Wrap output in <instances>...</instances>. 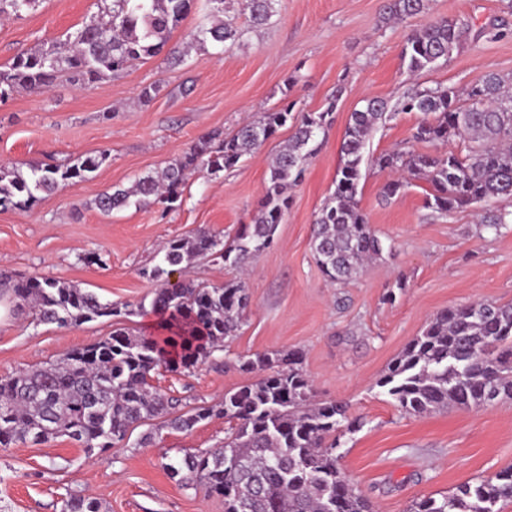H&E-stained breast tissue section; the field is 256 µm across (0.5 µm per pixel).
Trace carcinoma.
<instances>
[{"instance_id":"1","label":"carcinoma","mask_w":512,"mask_h":512,"mask_svg":"<svg viewBox=\"0 0 512 512\" xmlns=\"http://www.w3.org/2000/svg\"><path fill=\"white\" fill-rule=\"evenodd\" d=\"M108 20L92 21L69 36V51L53 48L20 55L0 69V100L17 90H44L67 72L80 84L93 85L123 72L132 62L165 54L172 65L183 53L168 46V34L191 10L194 0H101ZM39 0H0V16H19ZM425 0H387L386 13L418 14ZM225 0H204L211 22L193 34L191 45L226 46L240 38L224 19ZM274 0H242L250 22L261 25L273 12ZM469 33L454 20L439 19L414 32L402 49L406 70L430 69L449 58ZM339 95L321 112L297 115L285 104L268 110L218 142L208 137L161 172L139 178L128 188L114 187L98 195L93 206L109 216L131 206L174 207L186 173L204 169L211 175L235 166L242 156L264 144L287 122L295 127L270 165L266 192L252 223L243 225L229 243L204 229L191 238L172 239L148 277L160 283L151 309L168 335L139 336L125 327L76 348L46 366H31L0 379V447L46 443L66 435L87 451L104 452L125 440L140 424L157 422V430L192 431L214 416L231 423L224 447L186 452L164 464L171 478L187 489H202L224 501V512H373L370 502L351 488L337 466L336 448L344 431L355 428L346 404L314 400L296 350L259 354L242 363L262 376L224 395L217 405L177 411L178 400L148 382L159 366L176 369L204 362L223 350L224 340L238 330L249 304L240 282L204 286L191 281L175 288L163 284L173 268H186L200 258L216 256L233 265L245 263L273 241L277 224L288 210V189L298 183L318 138L331 123ZM400 112L423 115L412 138L429 143L455 139L466 154L453 151L422 154L396 149L379 155L381 170L403 173L383 186L393 197L412 179L430 183L428 207L448 213L492 199L512 198V76L490 73L460 92L437 86L415 91L394 106L370 97L351 112L341 146L335 189L320 209L313 227L312 249L327 279L345 284L356 277L385 246L357 194L364 148L374 128ZM105 153L87 155L71 165H36L29 174L0 168V208L27 209L40 197L85 180L106 161ZM482 224L494 233L512 224V211L495 210ZM13 301L29 308L43 324L78 325L104 317L131 315L117 303L103 302L84 288L49 277L13 282ZM512 304L483 301L459 305L431 318L388 367L378 386L401 411L429 414L450 405L480 407L502 397L512 399ZM512 501V468L451 496L425 497L410 512H498ZM59 512H102L98 498L71 494Z\"/></svg>"}]
</instances>
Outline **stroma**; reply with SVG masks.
<instances>
[{
  "label": "stroma",
  "instance_id": "obj_1",
  "mask_svg": "<svg viewBox=\"0 0 512 512\" xmlns=\"http://www.w3.org/2000/svg\"><path fill=\"white\" fill-rule=\"evenodd\" d=\"M385 0H275L274 14L253 26L241 0H226L228 18L242 32L229 50L191 46L205 21L192 8L171 32L170 45L187 50L183 63L163 56L134 62L122 74L81 86L61 76L49 89L18 91L0 103V167L28 170L66 164L106 152L107 162L75 185L28 209L0 210V297L18 276H45L88 289L102 301L133 309L128 326L161 335L149 305L156 285L145 270L169 240L204 229L230 240L250 223L263 198L272 155L293 133L278 129L231 169L189 172L182 201L131 207L102 216L93 200L130 186L184 156L204 136L234 134L261 112L294 104L295 113L319 112L338 96L333 122L291 189L289 209L274 244L246 268L201 259L175 271L170 283L207 286L243 282L250 305L236 334L212 360L169 371L149 382L180 397L183 409L214 405L254 381L242 359L299 350L317 399L346 404L358 430L345 433L339 466L375 512H407L416 499L452 495L463 484L512 467V400L480 409L451 407L422 417L403 413L378 386L390 363L437 313L475 300L512 302V229L487 233L488 210H512V200L442 215L426 208L428 182L412 181L384 199L388 179L373 157L403 146L435 154L441 145L412 142L418 114L398 116L372 135L357 199L389 249L344 285H331L311 249L314 220L335 187L340 146L351 112L363 99L396 101L404 94L451 86L462 90L486 74H512V0H426L424 10L386 18ZM97 0H41L20 18L0 20V68L22 54L64 41L99 18ZM448 18L471 30L463 46L435 68L408 73L401 51L416 30ZM158 85L150 103L141 90ZM395 293L387 302V293ZM112 321L44 325L29 310L11 309L0 321V377L109 336ZM227 424L215 417L189 433L162 431L146 447L145 426L102 454L61 436L41 445L0 448V512H58L62 497L91 494L102 512H224L220 499L186 489L162 466L176 457L222 445Z\"/></svg>",
  "mask_w": 512,
  "mask_h": 512
}]
</instances>
